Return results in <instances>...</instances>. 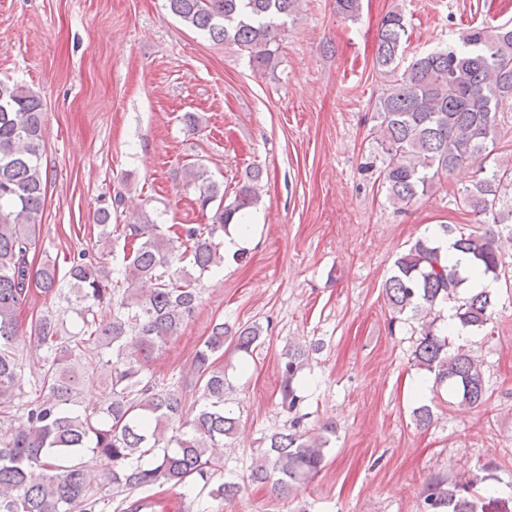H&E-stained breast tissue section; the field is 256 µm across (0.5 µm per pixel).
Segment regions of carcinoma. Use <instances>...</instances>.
<instances>
[{
	"label": "carcinoma",
	"instance_id": "cac0c4a2",
	"mask_svg": "<svg viewBox=\"0 0 512 512\" xmlns=\"http://www.w3.org/2000/svg\"><path fill=\"white\" fill-rule=\"evenodd\" d=\"M170 11L187 26L214 41L249 53L256 70L275 67L277 47L299 0H167ZM407 27L401 9L389 11L376 32L374 70L384 91L372 106L374 141L384 154L381 187L387 201L407 211L443 177L477 167L474 186L458 197L467 211L484 217L491 228L461 234L454 246L470 255L473 268L498 281L505 275L502 239L512 240V163L488 168L483 162L502 137L496 111L512 98V24L472 26L459 44L438 48L410 62L396 74ZM44 112L39 98L22 85L0 82V512H99L90 454L105 466L104 475L119 492L156 485L178 486L191 477L209 483V468L234 435L236 418L226 412L228 382L216 355L224 343L250 354L261 337L257 326L233 330L222 322L193 358V373L202 384L204 403L193 413L182 398L160 389L149 376L153 357L193 315L200 275L222 266L224 243L216 238L236 217L259 200L262 172L256 168L238 182L230 202L224 185L200 164L184 166L185 185L198 191L197 203L210 211L209 223L178 227L146 221L111 224L112 211L124 204L114 196L98 209L102 250L73 260L64 275L54 264L33 269L29 255L37 248L46 196L41 158ZM124 240L123 258L112 269V244ZM188 265L173 268L174 255ZM384 288L393 311L420 317L414 351L419 368L434 374L436 385L454 389L458 404L469 408L486 400L479 361L437 329L436 307L448 304L464 327L480 329L491 321L493 295L460 291L465 278L441 257L440 246L416 241L394 262ZM67 284L78 332L60 334L45 314L30 325L43 356L33 382L36 397L20 408L16 390L24 376L20 356L19 310L35 288L50 296ZM106 310L103 323L96 310ZM110 349L116 361L107 374L102 403L78 413L72 399L82 358ZM306 355L288 349L280 386L282 408L297 411L302 397L293 382ZM291 430L270 437L268 449L250 469L252 482H273L287 495L321 470L327 433ZM493 478L464 475L448 481L432 477L423 491V512H512V498L481 493L478 485Z\"/></svg>",
	"mask_w": 512,
	"mask_h": 512
}]
</instances>
